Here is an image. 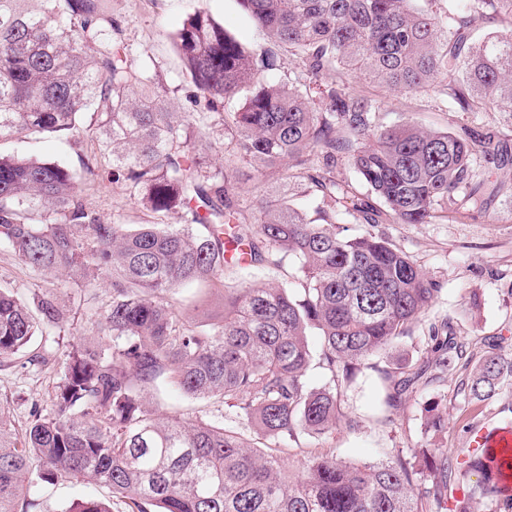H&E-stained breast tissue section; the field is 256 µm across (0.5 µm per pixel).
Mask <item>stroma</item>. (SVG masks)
I'll return each mask as SVG.
<instances>
[{
	"instance_id": "stroma-1",
	"label": "stroma",
	"mask_w": 512,
	"mask_h": 512,
	"mask_svg": "<svg viewBox=\"0 0 512 512\" xmlns=\"http://www.w3.org/2000/svg\"><path fill=\"white\" fill-rule=\"evenodd\" d=\"M197 9L211 14L245 46L253 49L262 44L260 30L237 0H112V14L121 24L132 65L147 71L167 89L169 107L175 112L189 111L191 104L187 97L190 86L182 75L173 37ZM352 88L379 101L378 121L383 125L411 122L439 130H454L462 125H501L512 136V126H505L502 113L451 112L443 106L439 94L430 90L407 94L359 80L353 81ZM0 151L58 160L78 170L83 161L92 157L93 146L80 137L67 142L33 136L2 145ZM237 167L242 186L239 204L251 223L258 199L274 188L273 178L261 176L244 159ZM496 178L499 191L484 210L462 217L451 214L430 224H380L375 228L440 285L431 307L412 327L413 339L408 347L414 359H427L424 338L428 327L444 321L469 343L475 355L483 354V342L490 336L502 337L504 350L512 353V165L498 170ZM84 196L105 222L149 221L148 212L130 197L125 186L106 175L89 181ZM280 280L278 273L260 267L227 275L224 288L212 289L206 295L209 312L213 318H221L225 288ZM0 287L22 299L36 292L54 294L66 316L61 334L68 338L96 335L93 310L109 300L106 278H99L95 305L87 307L83 288L49 276H33L12 247L4 243H0ZM475 297L480 300L476 306L471 303ZM52 382L53 370L49 367H0V401L7 403L16 433L25 431L31 402L48 404ZM458 384V375L448 372L438 382L418 386L405 404L390 410L383 402L378 373L362 366L340 401L335 427L319 440L305 435L283 440L276 452L287 461L290 476L295 477L301 474L309 457L318 453L363 465L386 459L396 449L428 443L457 451L466 447L471 424L512 422V412L503 410L501 400L480 406L464 404L457 394ZM434 400L446 406L448 412L445 427L439 432L427 428L426 408ZM96 492V487L80 480H59L40 488L41 512H64L72 503Z\"/></svg>"
}]
</instances>
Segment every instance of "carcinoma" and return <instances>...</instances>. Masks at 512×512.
Returning <instances> with one entry per match:
<instances>
[{
    "label": "carcinoma",
    "instance_id": "carcinoma-1",
    "mask_svg": "<svg viewBox=\"0 0 512 512\" xmlns=\"http://www.w3.org/2000/svg\"><path fill=\"white\" fill-rule=\"evenodd\" d=\"M0 0V145L20 134L87 138L112 160L152 221H102L83 197L86 176L58 162L0 153V242L38 275L84 286L89 268L109 277L95 310L101 336L66 345L51 403L31 404L23 437L0 406V512H35L36 492L58 478L95 482L132 512H512L499 476L477 454L425 445L358 466L311 457L296 481L264 449L336 425L338 401L369 360L384 403L406 400L425 370L396 343L432 303L439 284L383 235L348 237L336 225L430 224L487 204L492 169L512 162L495 126L425 130L383 127L378 105L350 87L354 74L406 93L436 80L450 112H505L512 120V0H238L264 34L244 47L210 14H191L174 35L183 75L206 112H171L167 89L132 68L111 0ZM289 82L270 81L282 53ZM243 99L234 112L224 103ZM222 117L237 153L212 164L202 137ZM88 124H83L85 115ZM281 182L260 200L256 227L238 203L237 159ZM345 161L366 192L336 177ZM311 189L315 217L288 200ZM179 214L182 224L167 218ZM261 266L280 286L224 289V317L192 326L177 317L182 286L224 285L226 271ZM55 298L26 303L0 288V360L45 367L28 350L36 332L59 327ZM320 339L314 353L309 336ZM434 382L464 373L471 405L512 383V355L491 337L479 359L445 324L425 337ZM325 383L307 377L312 362ZM161 386L234 410L207 418L160 417L146 401ZM477 481L454 496L458 473ZM431 477L426 485L424 474ZM67 512H112L86 498Z\"/></svg>",
    "mask_w": 512,
    "mask_h": 512
}]
</instances>
